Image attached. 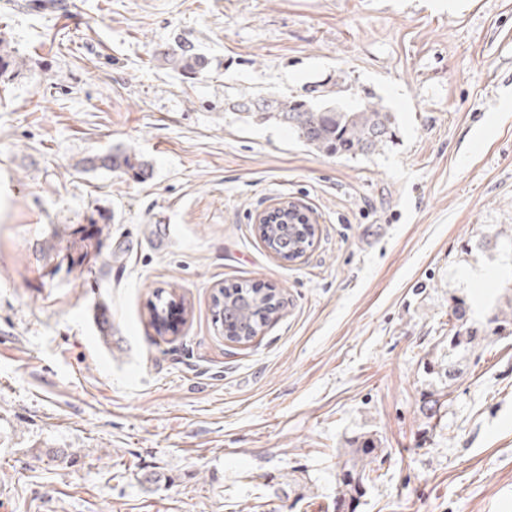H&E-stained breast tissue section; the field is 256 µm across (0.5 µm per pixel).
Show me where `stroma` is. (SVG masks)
Returning a JSON list of instances; mask_svg holds the SVG:
<instances>
[{
	"label": "stroma",
	"instance_id": "stroma-1",
	"mask_svg": "<svg viewBox=\"0 0 512 512\" xmlns=\"http://www.w3.org/2000/svg\"><path fill=\"white\" fill-rule=\"evenodd\" d=\"M0 35V512H336L363 435L356 512H512V0H0ZM318 84L395 141L336 158L239 109ZM116 147L145 179L86 165ZM282 201L316 222L294 262L256 224ZM67 224L110 225L111 263L55 271ZM238 283L285 302L241 344ZM461 301L489 337L450 383ZM181 52L172 58L173 63L186 74H201L206 67L205 59L192 49L180 48ZM350 447L355 448H348V452L345 453L348 457L341 466L340 484L343 487L341 494L344 500L346 501V496L349 495L348 500L353 503L363 496L361 488L373 481L371 473L375 470L370 465L377 458L378 448L370 438L365 436L352 441Z\"/></svg>",
	"mask_w": 512,
	"mask_h": 512
}]
</instances>
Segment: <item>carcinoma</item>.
Masks as SVG:
<instances>
[{"mask_svg": "<svg viewBox=\"0 0 512 512\" xmlns=\"http://www.w3.org/2000/svg\"><path fill=\"white\" fill-rule=\"evenodd\" d=\"M173 63L186 74L197 75L206 67L205 59L186 47L172 58ZM18 66L13 51L6 40L0 39V77ZM251 116L264 121H275L288 127L307 147L328 156L356 158L369 156L392 141L396 127L392 113L369 93L364 98L348 103L329 100L312 102L298 99H263L253 108ZM92 168H104L138 179L147 169V162L136 153L117 148L105 155L86 159ZM314 227H294L281 215H276L264 227L267 246L286 260H293L297 253L312 245ZM111 231L108 224H70L64 234L54 233L43 252L56 261V268L67 270L92 269V264L102 256ZM215 316L230 331L229 339L249 342L269 326L279 314L282 304L277 294L270 290L260 292L246 285H239L219 292L214 300ZM493 334L512 335V314L501 311L494 315ZM479 345L478 330L468 325L467 307L456 305L448 319V368L444 377L452 382L460 378L459 360L473 352ZM347 458L341 469V494L354 502L363 496L362 488L373 481L371 464L377 458L374 442L365 437L350 443Z\"/></svg>", "mask_w": 512, "mask_h": 512, "instance_id": "1", "label": "carcinoma"}]
</instances>
